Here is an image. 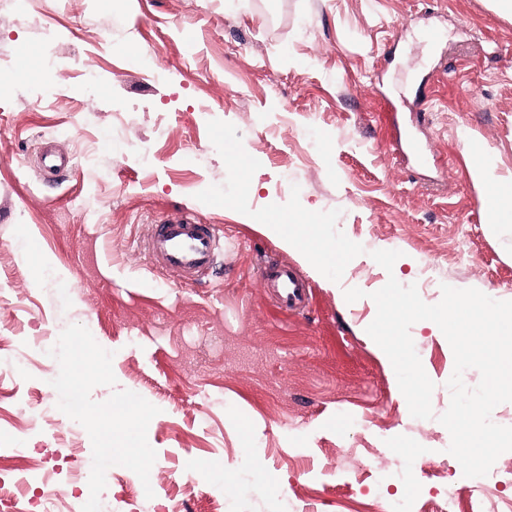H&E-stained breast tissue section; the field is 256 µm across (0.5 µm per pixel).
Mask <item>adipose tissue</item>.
<instances>
[{
  "mask_svg": "<svg viewBox=\"0 0 512 512\" xmlns=\"http://www.w3.org/2000/svg\"><path fill=\"white\" fill-rule=\"evenodd\" d=\"M266 230L288 248L298 252L304 261L318 272L332 265L344 264L350 255V249L347 246L330 247L322 244L317 225L307 221L300 224H288L279 220L267 225Z\"/></svg>",
  "mask_w": 512,
  "mask_h": 512,
  "instance_id": "adipose-tissue-1",
  "label": "adipose tissue"
}]
</instances>
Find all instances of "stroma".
Here are the masks:
<instances>
[{"mask_svg":"<svg viewBox=\"0 0 512 512\" xmlns=\"http://www.w3.org/2000/svg\"><path fill=\"white\" fill-rule=\"evenodd\" d=\"M0 63V448L74 471L67 512H435L450 485L457 512H512V484L464 477L447 451L438 326L410 329L430 419L366 333L392 276L429 304L445 284L512 300V223L490 231L466 144L512 178V16L493 0H0ZM43 143L72 163L53 181ZM171 215L217 228L202 283L148 262L147 226ZM277 217L314 220L346 264L315 272L263 231ZM375 250L401 251L393 272ZM272 260L309 279L303 312L266 288Z\"/></svg>","mask_w":512,"mask_h":512,"instance_id":"stroma-1","label":"stroma"}]
</instances>
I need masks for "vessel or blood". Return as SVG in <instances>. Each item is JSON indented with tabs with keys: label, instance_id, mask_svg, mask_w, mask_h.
Wrapping results in <instances>:
<instances>
[{
	"label": "vessel or blood",
	"instance_id": "obj_1",
	"mask_svg": "<svg viewBox=\"0 0 512 512\" xmlns=\"http://www.w3.org/2000/svg\"><path fill=\"white\" fill-rule=\"evenodd\" d=\"M145 248L161 266L179 270L187 282H197L216 269L217 236L214 225L188 218H166L153 224ZM267 288L288 311L303 310L309 288L298 270L287 264H271L265 277Z\"/></svg>",
	"mask_w": 512,
	"mask_h": 512
}]
</instances>
